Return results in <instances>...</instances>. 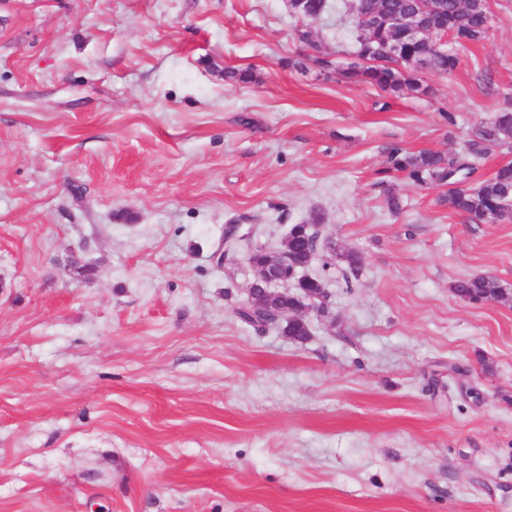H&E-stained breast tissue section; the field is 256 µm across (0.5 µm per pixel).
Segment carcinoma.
Returning a JSON list of instances; mask_svg holds the SVG:
<instances>
[{
  "instance_id": "obj_1",
  "label": "carcinoma",
  "mask_w": 512,
  "mask_h": 512,
  "mask_svg": "<svg viewBox=\"0 0 512 512\" xmlns=\"http://www.w3.org/2000/svg\"><path fill=\"white\" fill-rule=\"evenodd\" d=\"M415 0H379V7L390 14L404 17L413 10ZM331 9L330 0H302V8H293L299 19H316ZM348 12L358 30L353 55L365 65H353L344 72L348 79L357 78L383 91L398 93L403 89L419 92L421 85L415 78L419 69L437 73L453 71L459 64V50L484 42L489 29L487 0H448V13L429 19L427 27L434 33L423 36V41L413 46L407 43L403 28L392 31H378L368 28L361 17L357 4L348 5ZM446 33L452 46L438 52L429 50L428 42L432 35ZM302 42L318 51L313 61L320 67H328L331 62L321 52L320 45L306 28L299 30ZM393 41L401 46L396 54L380 52L377 45ZM512 143V111L498 113L492 121L481 126L475 139L471 140L467 154L449 157L440 152L420 151L412 153L399 146L387 150V172H400L420 186L429 184L449 185L444 202L448 208L466 219L498 221L512 215V163L501 166L491 177L474 186L459 189L454 186V177L472 176L478 170L477 160L489 147ZM306 225L294 224L288 232V245L293 260L303 269L313 260L306 247ZM323 287L318 279L301 277L294 283L295 291L279 294L273 298L278 305H289L306 290ZM497 283L489 275H475L457 282L453 290L456 294L471 301L482 298L488 300L498 296ZM286 335L305 340L309 336V325L301 317L285 322Z\"/></svg>"
}]
</instances>
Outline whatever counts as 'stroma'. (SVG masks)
<instances>
[{
    "instance_id": "35a3bbf8",
    "label": "stroma",
    "mask_w": 512,
    "mask_h": 512,
    "mask_svg": "<svg viewBox=\"0 0 512 512\" xmlns=\"http://www.w3.org/2000/svg\"><path fill=\"white\" fill-rule=\"evenodd\" d=\"M488 2L482 45L393 96L343 77L338 12L0 0V512H512V219L386 170L512 108ZM314 218L331 316L255 331L225 225L245 255ZM478 274L503 298L453 291Z\"/></svg>"
}]
</instances>
